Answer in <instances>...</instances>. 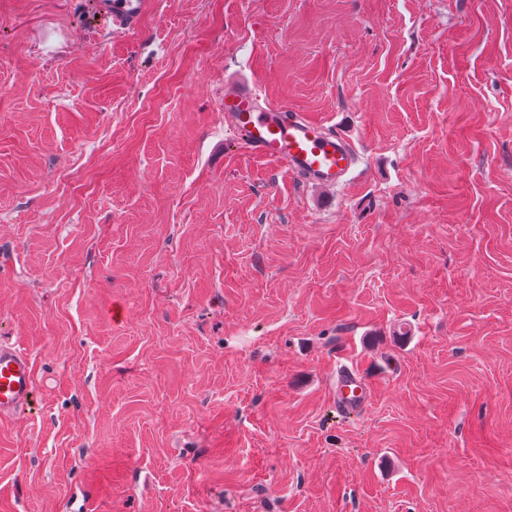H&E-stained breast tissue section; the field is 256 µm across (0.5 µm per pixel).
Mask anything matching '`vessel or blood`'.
I'll list each match as a JSON object with an SVG mask.
<instances>
[{
  "mask_svg": "<svg viewBox=\"0 0 512 512\" xmlns=\"http://www.w3.org/2000/svg\"><path fill=\"white\" fill-rule=\"evenodd\" d=\"M152 6L153 0H92V14L99 25L132 34ZM224 124L253 155L283 163L317 185L340 184L358 162L346 140L327 132L309 116L268 102L246 81L225 82ZM34 388L30 354L16 344L0 341V419L23 412ZM370 399L371 389L363 377L354 368L340 367L336 373L337 412L356 415Z\"/></svg>",
  "mask_w": 512,
  "mask_h": 512,
  "instance_id": "1",
  "label": "vessel or blood"
}]
</instances>
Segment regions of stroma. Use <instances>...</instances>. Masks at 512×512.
Instances as JSON below:
<instances>
[{"label": "stroma", "mask_w": 512, "mask_h": 512, "mask_svg": "<svg viewBox=\"0 0 512 512\" xmlns=\"http://www.w3.org/2000/svg\"><path fill=\"white\" fill-rule=\"evenodd\" d=\"M90 10L0 0V512H512V0ZM231 76L354 171L247 154ZM92 14L98 25L114 32H137L144 15L152 8V0H93ZM30 354L0 340V419L13 418L28 406L35 388ZM371 399V388L363 377L349 366H341L336 373V411L353 416L363 411Z\"/></svg>", "instance_id": "1"}]
</instances>
